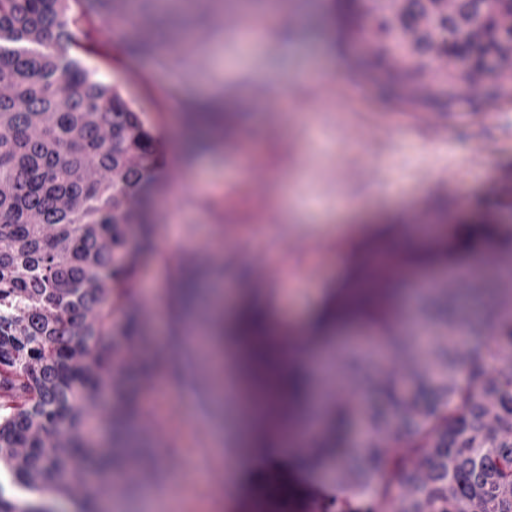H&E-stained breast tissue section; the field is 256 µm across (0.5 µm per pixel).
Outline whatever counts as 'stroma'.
<instances>
[{"instance_id": "stroma-1", "label": "stroma", "mask_w": 512, "mask_h": 512, "mask_svg": "<svg viewBox=\"0 0 512 512\" xmlns=\"http://www.w3.org/2000/svg\"><path fill=\"white\" fill-rule=\"evenodd\" d=\"M269 2L177 0L155 8L151 52L139 50L135 21L76 52L144 112L159 155L153 238L133 287L141 333L126 345L129 363L112 398L117 431L99 433L115 459L116 485L101 494L112 512H307L305 483L340 487L335 471L305 464L306 449L288 448L308 399H320L328 418L340 399L378 404L370 381L401 363L390 355L346 370L371 326L341 323L318 341L291 343L285 356L287 370L327 356L308 399L289 404L243 381L239 397L220 398L221 359L231 357L236 377L244 375L239 309L263 301L273 334L289 341L374 236L389 237L399 253L457 240L471 227L512 234V111L486 107L479 93L451 115L401 113L376 82L383 64L370 40L339 53L337 0H321L322 13L287 0L284 22ZM275 79L287 82L286 94L273 93ZM201 101L213 103L215 120L189 126ZM198 267L207 274L187 311L178 284ZM457 271L476 288L504 284L493 249L475 244L447 264L388 266L399 327L412 318L409 297L422 283L457 287ZM245 398L279 422L274 431L253 426L246 445L235 431ZM216 439L220 459L210 451ZM244 449L250 461L232 492L219 467L236 464ZM275 462L280 477L271 484L261 467Z\"/></svg>"}]
</instances>
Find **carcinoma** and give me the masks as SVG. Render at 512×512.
<instances>
[{
  "label": "carcinoma",
  "instance_id": "obj_1",
  "mask_svg": "<svg viewBox=\"0 0 512 512\" xmlns=\"http://www.w3.org/2000/svg\"><path fill=\"white\" fill-rule=\"evenodd\" d=\"M338 19L344 44L370 30L379 55L394 62L380 81L404 111L446 112L481 83L487 106L512 102V0H351ZM129 0H0V512H55L44 498L69 499L89 512L112 477V454L85 437L112 422V381L121 346L135 334L130 301L141 258L138 233L150 218L143 185L153 136L144 113L117 87L94 77L71 54L84 26L122 30ZM481 21L488 38L475 41ZM448 69L427 74L431 43ZM448 242L410 251L408 266L448 260ZM365 269L346 281L308 329L364 319L403 373L377 384L390 410L336 404V466L364 497L336 512H512V288H496L491 326L469 323L456 305L463 288L429 299L448 304L443 330L426 350L402 335L384 297L364 290ZM268 319L260 306L238 314L258 377L298 399L305 378L277 373ZM464 329L481 339L485 367L459 374L465 351L448 340ZM364 420L360 447L341 436ZM404 454L381 445L396 434Z\"/></svg>",
  "mask_w": 512,
  "mask_h": 512
}]
</instances>
